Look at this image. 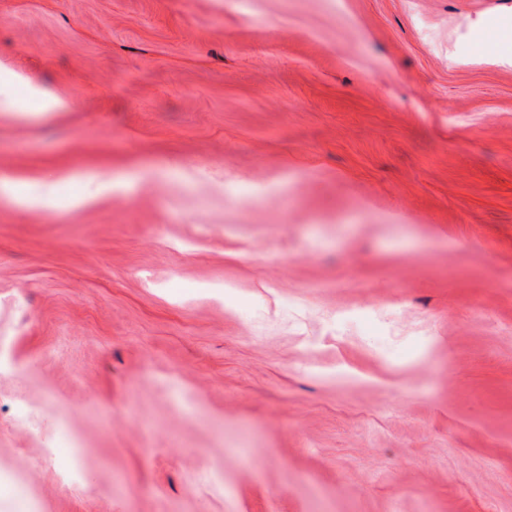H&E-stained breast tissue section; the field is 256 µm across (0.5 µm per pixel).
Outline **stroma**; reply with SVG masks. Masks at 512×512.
Here are the masks:
<instances>
[{
    "instance_id": "35a3bbf8",
    "label": "stroma",
    "mask_w": 512,
    "mask_h": 512,
    "mask_svg": "<svg viewBox=\"0 0 512 512\" xmlns=\"http://www.w3.org/2000/svg\"><path fill=\"white\" fill-rule=\"evenodd\" d=\"M511 25L0 0V512H512ZM4 72L9 79L25 84L31 89L28 105L21 112H67L71 107L67 100L59 97L45 99L43 93L35 86L33 80L24 72L16 70L6 62L0 61V73ZM31 179L17 176L12 173L0 174V192L14 198L17 201H23L26 195H29L28 189Z\"/></svg>"
}]
</instances>
